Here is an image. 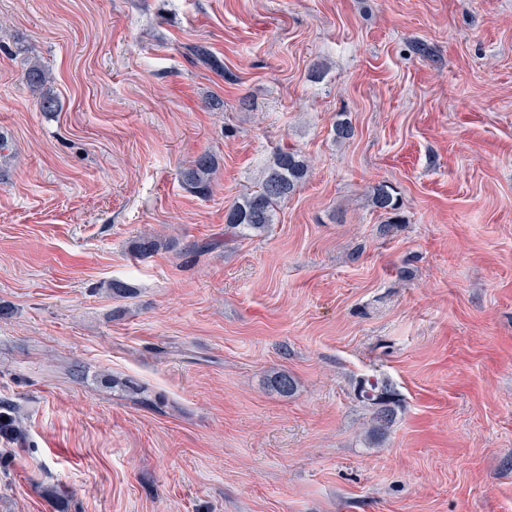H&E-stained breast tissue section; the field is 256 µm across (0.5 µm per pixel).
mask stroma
<instances>
[{"mask_svg":"<svg viewBox=\"0 0 512 512\" xmlns=\"http://www.w3.org/2000/svg\"><path fill=\"white\" fill-rule=\"evenodd\" d=\"M0 136V512H512V0H0ZM285 147L303 188L225 241ZM29 89L36 94L40 108L44 112H53L57 107V98L51 91V76L39 63L31 65L25 74ZM216 163L209 153L196 156L182 173L184 184L196 194L206 196L210 190ZM370 202L373 209L384 214L396 215V211L399 209L397 198L393 195L389 186L384 184L372 188ZM396 393L388 384L361 385L358 390L359 398L374 407L369 437L380 442L392 426L396 418V408L399 406L395 400ZM3 417H6V420H3ZM0 435L13 441L24 438V432L19 427L15 415V408L9 403L0 402Z\"/></svg>","mask_w":512,"mask_h":512,"instance_id":"stroma-1","label":"stroma"}]
</instances>
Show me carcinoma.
Wrapping results in <instances>:
<instances>
[{
    "instance_id": "obj_1",
    "label": "carcinoma",
    "mask_w": 512,
    "mask_h": 512,
    "mask_svg": "<svg viewBox=\"0 0 512 512\" xmlns=\"http://www.w3.org/2000/svg\"><path fill=\"white\" fill-rule=\"evenodd\" d=\"M29 89L37 95L40 108L45 112H53L57 107V98L51 91V76L40 64L31 65L25 74ZM308 161L304 155L288 149H280L274 154L272 162L265 167L258 179V189L248 193L242 200L231 205L224 215V235L249 237L264 233L275 223L279 205L296 193L304 183L308 174ZM216 163L208 153L196 156L182 173L184 184L196 194H208ZM372 208L384 214H396L397 198L389 186L384 184L372 188L370 195ZM173 246L170 241H163L144 235L136 242V251L141 255H149L162 248ZM270 386L282 395L290 396L297 389L296 380L285 371H277L268 379ZM359 398L374 407L369 437L379 442L392 426L396 418L395 392L383 384L360 386ZM0 435L13 441L24 438L19 427L15 408L9 403H0Z\"/></svg>"
}]
</instances>
